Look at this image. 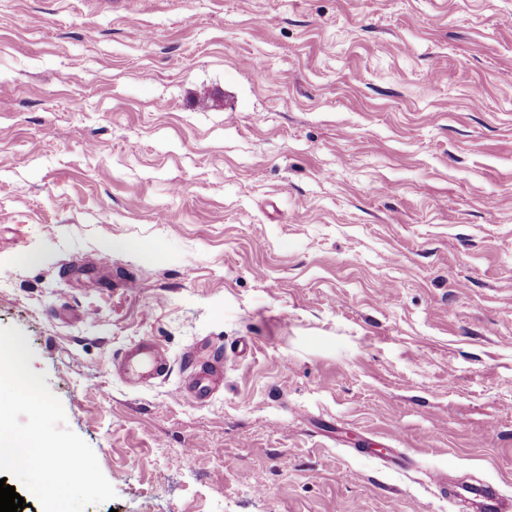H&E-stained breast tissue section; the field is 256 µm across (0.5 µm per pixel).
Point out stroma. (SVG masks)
<instances>
[{"label":"stroma","instance_id":"stroma-1","mask_svg":"<svg viewBox=\"0 0 512 512\" xmlns=\"http://www.w3.org/2000/svg\"><path fill=\"white\" fill-rule=\"evenodd\" d=\"M3 327L85 512L512 499V0H0ZM121 366L125 376L133 382L160 379L167 375L169 364L150 340H142L129 348ZM223 368L224 365L220 362L212 363L200 370L197 369V365L194 366L189 378L182 386L177 388V397L183 399L190 398L197 402H205L209 397L208 383L212 382L213 372L220 373Z\"/></svg>","mask_w":512,"mask_h":512}]
</instances>
